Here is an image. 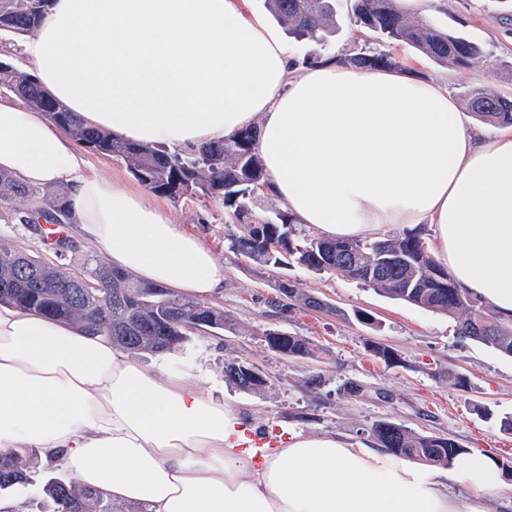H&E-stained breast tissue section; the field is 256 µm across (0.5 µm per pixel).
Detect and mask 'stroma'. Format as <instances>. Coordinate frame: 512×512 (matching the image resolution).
<instances>
[{
  "label": "stroma",
  "mask_w": 512,
  "mask_h": 512,
  "mask_svg": "<svg viewBox=\"0 0 512 512\" xmlns=\"http://www.w3.org/2000/svg\"><path fill=\"white\" fill-rule=\"evenodd\" d=\"M339 30L326 42L290 39L298 67L313 59L343 61L380 49L346 8ZM414 17L461 33L484 50L464 68L436 63L409 47H393L406 71L448 86L459 105L485 86L512 96V0H419ZM172 223L198 236L224 269V287L212 306L239 324L237 333L196 339L169 353L172 365L198 372L202 386L235 407L252 430L281 434H332L353 445H373V422L389 420L424 435L451 438L498 461L512 460V432L500 420L512 416V356L458 336L456 317L427 311L377 294L362 283L317 273L296 262L264 265L229 251L241 226L222 202L205 197H160ZM290 282L326 302L323 310L302 304L273 305L278 285ZM280 331L310 340L316 355L291 359L272 351L265 335ZM393 352L387 360L376 347ZM258 368L267 380L258 392L224 381L225 362ZM320 376L318 388L308 384ZM357 384L360 392L347 388Z\"/></svg>",
  "instance_id": "stroma-1"
}]
</instances>
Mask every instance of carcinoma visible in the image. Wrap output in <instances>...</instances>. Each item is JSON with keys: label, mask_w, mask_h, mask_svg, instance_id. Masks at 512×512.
Instances as JSON below:
<instances>
[{"label": "carcinoma", "mask_w": 512, "mask_h": 512, "mask_svg": "<svg viewBox=\"0 0 512 512\" xmlns=\"http://www.w3.org/2000/svg\"><path fill=\"white\" fill-rule=\"evenodd\" d=\"M352 16L363 28L391 42L406 44L450 67H469L483 55L477 43L443 31L425 20H412L395 0H347ZM271 12L293 33L321 39L333 31L336 0H268ZM49 0H0V29L16 36L33 34ZM356 67L396 68L389 53L362 52L347 58ZM0 91L18 97L60 126L72 139L97 153L125 161L134 178L150 192L180 200L187 196L219 200L242 233L231 238L229 249L259 263L278 265L286 255L316 272L358 279L359 262L378 261L376 241L329 240L300 235L295 220L285 211L267 219L255 211L267 185L257 153V127L203 144L186 155L151 145H138L89 125L54 99L30 73L0 71ZM470 107L483 121L512 126V99L476 87ZM72 224L67 193H49L0 170V223ZM302 240H296V236ZM400 258L364 285L387 297L418 308L460 315L458 334L512 356V325L483 313L470 297H456L453 279L440 284L431 278L436 265L423 252L417 233L386 240ZM77 250L67 237L41 255H29L0 244V305L37 312L50 319L85 324L94 336H108L112 344L131 356L176 351L195 338L236 332L239 326L223 310L184 297L164 286L140 282L123 270L94 262L81 272L65 263ZM271 349L281 346L290 358H312L315 350L303 336L268 332ZM246 364H224V381L243 391H259L245 373ZM370 432L379 447L398 457L431 466H447L468 449L447 437L418 434L408 427L379 420ZM30 482L26 460L0 456V491ZM50 512H148L143 505L123 506L101 491L80 486L63 477H51L42 487Z\"/></svg>", "instance_id": "carcinoma-1"}]
</instances>
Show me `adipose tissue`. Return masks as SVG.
I'll use <instances>...</instances> for the list:
<instances>
[{"label": "adipose tissue", "instance_id": "ef3b65f1", "mask_svg": "<svg viewBox=\"0 0 512 512\" xmlns=\"http://www.w3.org/2000/svg\"><path fill=\"white\" fill-rule=\"evenodd\" d=\"M246 0H51L22 43L31 74L89 124L189 150L255 126L273 196L323 237L433 227L458 287L512 320V127H468L440 82L328 62L298 70ZM0 169L67 183L80 233L116 267L186 296L224 271L143 191L86 173L43 113L0 102ZM242 416L80 323L0 306V455L35 448L81 485L152 512H460L501 477L468 452L437 470L333 436L254 447Z\"/></svg>", "mask_w": 512, "mask_h": 512}]
</instances>
